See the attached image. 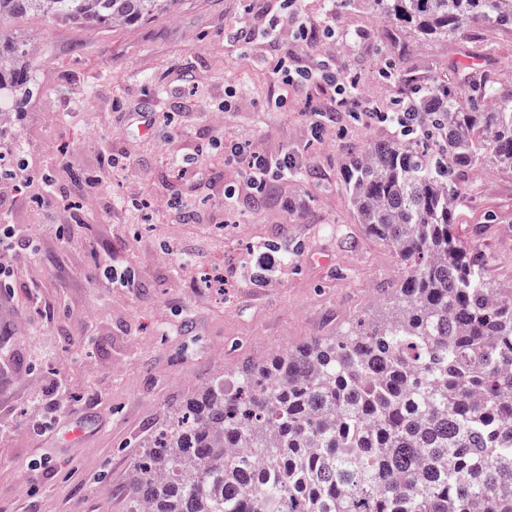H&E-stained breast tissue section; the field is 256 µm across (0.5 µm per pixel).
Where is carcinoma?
<instances>
[{"label":"carcinoma","mask_w":512,"mask_h":512,"mask_svg":"<svg viewBox=\"0 0 512 512\" xmlns=\"http://www.w3.org/2000/svg\"><path fill=\"white\" fill-rule=\"evenodd\" d=\"M384 25L448 40L465 23L512 31V0H365ZM174 0H0V122L33 86L20 19L135 24ZM451 90L392 67L403 133L345 174L369 235L403 275L391 310L345 333L247 361L235 393L198 389L144 441L130 512H512V288L453 242L466 175L512 169V90L493 68Z\"/></svg>","instance_id":"obj_1"}]
</instances>
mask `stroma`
Returning <instances> with one entry per match:
<instances>
[{
    "label": "stroma",
    "instance_id": "obj_1",
    "mask_svg": "<svg viewBox=\"0 0 512 512\" xmlns=\"http://www.w3.org/2000/svg\"><path fill=\"white\" fill-rule=\"evenodd\" d=\"M245 5L176 0L171 12L109 31L35 19L12 28L20 39L38 35L35 89L0 126V141L20 143L29 170L52 182L36 198L0 186V214L16 231L13 288L0 293L9 336L0 349V512H129L137 446L167 410L214 382L233 390L246 361L387 310L400 262L359 223L343 169L397 129L329 111L333 91L321 83L281 91L257 62L267 43L224 38L232 25L261 26L280 0ZM297 8L335 36L308 48L286 28L281 49L355 76L381 109L397 95L382 69L454 87L468 52L489 56L499 73L489 98L512 87L511 31L475 25L426 41L376 26L359 2ZM283 92L286 107H274ZM139 111L171 118L141 134L128 125ZM223 137L288 154L296 167L263 195L225 206L224 186L242 172L215 147ZM173 152L190 159L180 180ZM141 199L149 221L135 224L127 210ZM458 218V243L480 256L487 281L512 284V170L489 164L469 176ZM272 249L288 262L256 282L255 261ZM107 264L132 268L134 286L101 281ZM218 275L223 289L204 287Z\"/></svg>",
    "mask_w": 512,
    "mask_h": 512
}]
</instances>
